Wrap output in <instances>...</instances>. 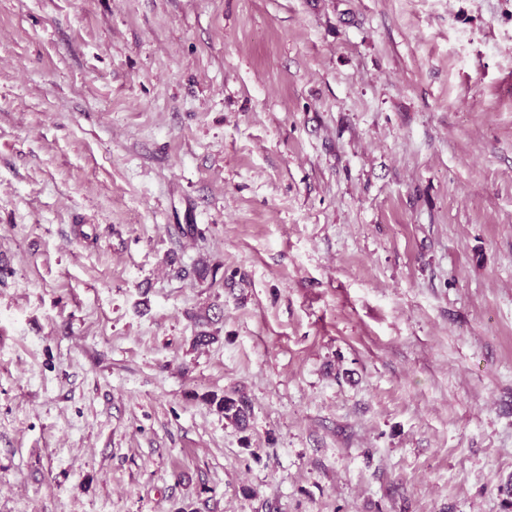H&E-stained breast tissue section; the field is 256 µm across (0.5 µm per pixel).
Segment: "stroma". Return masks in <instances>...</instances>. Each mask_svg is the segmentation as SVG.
<instances>
[{"label":"stroma","instance_id":"stroma-1","mask_svg":"<svg viewBox=\"0 0 512 512\" xmlns=\"http://www.w3.org/2000/svg\"><path fill=\"white\" fill-rule=\"evenodd\" d=\"M0 512H512V0H0ZM206 401L224 413V417L238 428L245 430L252 411V404L247 397L237 392L224 393L220 397L212 394Z\"/></svg>","mask_w":512,"mask_h":512}]
</instances>
